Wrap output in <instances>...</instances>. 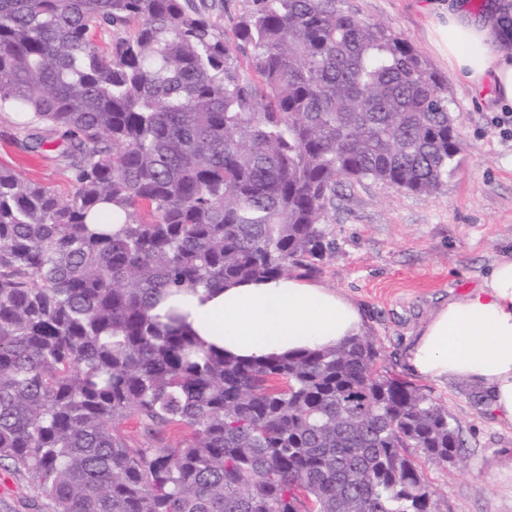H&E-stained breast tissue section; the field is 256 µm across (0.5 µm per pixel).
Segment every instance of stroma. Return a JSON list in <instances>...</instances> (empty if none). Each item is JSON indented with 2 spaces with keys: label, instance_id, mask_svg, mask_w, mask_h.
Here are the masks:
<instances>
[{
  "label": "stroma",
  "instance_id": "obj_1",
  "mask_svg": "<svg viewBox=\"0 0 512 512\" xmlns=\"http://www.w3.org/2000/svg\"><path fill=\"white\" fill-rule=\"evenodd\" d=\"M343 9L390 23L443 80L464 149L441 189L418 195L369 180L346 188L329 208L335 251L318 280L362 308L377 367L401 380L409 338L442 301L476 287L489 265L512 251V125L499 123L493 91L470 89L449 69L432 40L438 0H341ZM17 116L0 111V165L69 195L67 162L24 148ZM462 431L466 448L424 471L437 512H512V427L478 407L464 382H422Z\"/></svg>",
  "mask_w": 512,
  "mask_h": 512
}]
</instances>
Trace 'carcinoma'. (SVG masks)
<instances>
[{"mask_svg": "<svg viewBox=\"0 0 512 512\" xmlns=\"http://www.w3.org/2000/svg\"><path fill=\"white\" fill-rule=\"evenodd\" d=\"M247 2L232 44L208 0H0V111L32 150L64 130L74 184L0 167V471L48 512H434L418 459L464 448L366 336L249 363L150 315L173 288L318 276L343 188L432 194L463 150L391 25Z\"/></svg>", "mask_w": 512, "mask_h": 512, "instance_id": "obj_1", "label": "carcinoma"}]
</instances>
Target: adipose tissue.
<instances>
[{"label":"adipose tissue","instance_id":"ef3b65f1","mask_svg":"<svg viewBox=\"0 0 512 512\" xmlns=\"http://www.w3.org/2000/svg\"><path fill=\"white\" fill-rule=\"evenodd\" d=\"M437 34L449 68L472 93L492 83L499 106L512 108V22L495 0L480 16L467 0H450ZM172 312L203 347L257 362L335 347L365 326L348 294L289 276L170 291L152 313ZM404 362L415 379L473 385L498 420L512 426V253L498 257L476 288L436 307Z\"/></svg>","mask_w":512,"mask_h":512}]
</instances>
